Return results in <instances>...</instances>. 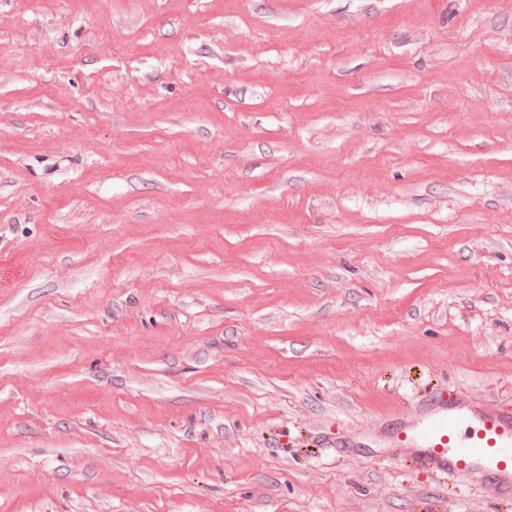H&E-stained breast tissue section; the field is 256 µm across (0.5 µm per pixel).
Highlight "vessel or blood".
<instances>
[{
	"label": "vessel or blood",
	"instance_id": "b4317fda",
	"mask_svg": "<svg viewBox=\"0 0 512 512\" xmlns=\"http://www.w3.org/2000/svg\"><path fill=\"white\" fill-rule=\"evenodd\" d=\"M410 452L419 465L443 475L487 478L495 493L512 497V403L449 396L389 434L387 453Z\"/></svg>",
	"mask_w": 512,
	"mask_h": 512
}]
</instances>
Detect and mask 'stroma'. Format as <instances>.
I'll return each instance as SVG.
<instances>
[{"mask_svg": "<svg viewBox=\"0 0 512 512\" xmlns=\"http://www.w3.org/2000/svg\"><path fill=\"white\" fill-rule=\"evenodd\" d=\"M512 401V0H0V512H512L383 453Z\"/></svg>", "mask_w": 512, "mask_h": 512, "instance_id": "1", "label": "stroma"}]
</instances>
